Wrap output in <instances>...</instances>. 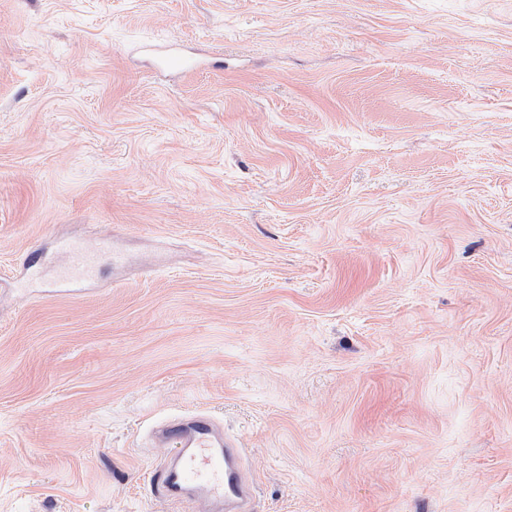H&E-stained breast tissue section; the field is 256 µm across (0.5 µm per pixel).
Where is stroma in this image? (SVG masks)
<instances>
[{
  "label": "stroma",
  "instance_id": "35a3bbf8",
  "mask_svg": "<svg viewBox=\"0 0 512 512\" xmlns=\"http://www.w3.org/2000/svg\"><path fill=\"white\" fill-rule=\"evenodd\" d=\"M195 410L254 512H512V0H0V512H192ZM59 246L71 254L70 264L60 268L58 271V278L62 281H70L75 277L92 279L95 270L94 257L96 253L110 250L106 242H101L94 249L83 248L73 241L66 240L60 241ZM159 447L171 448L172 456L155 472L163 499L172 504L186 500L196 512L225 505L249 512L251 486L237 463L238 448L224 440V433L207 413L196 412L164 424L157 433Z\"/></svg>",
  "mask_w": 512,
  "mask_h": 512
}]
</instances>
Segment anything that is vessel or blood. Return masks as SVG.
Listing matches in <instances>:
<instances>
[{"label": "vessel or blood", "instance_id": "b4317fda", "mask_svg": "<svg viewBox=\"0 0 512 512\" xmlns=\"http://www.w3.org/2000/svg\"><path fill=\"white\" fill-rule=\"evenodd\" d=\"M59 246L71 255L70 264L58 271L63 281L92 278L97 251L108 248L104 242L92 250L66 240ZM157 441L172 450L170 461L155 472L165 501H192L196 512H212L220 505L230 512H250L251 486L237 463L239 451L225 440L221 427L209 414L196 412L164 424Z\"/></svg>", "mask_w": 512, "mask_h": 512}]
</instances>
